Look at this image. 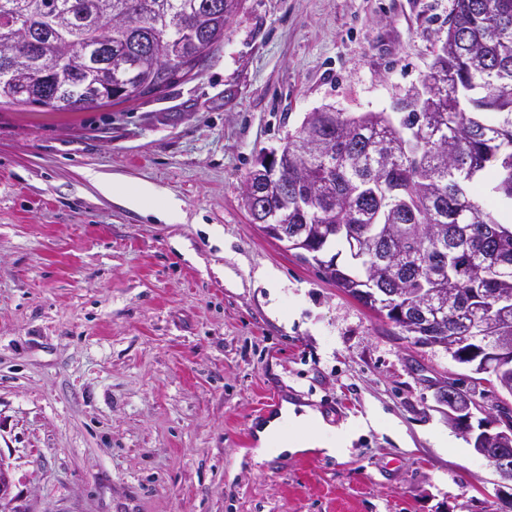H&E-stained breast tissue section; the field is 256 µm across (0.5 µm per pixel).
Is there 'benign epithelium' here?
<instances>
[{
	"instance_id": "benign-epithelium-1",
	"label": "benign epithelium",
	"mask_w": 512,
	"mask_h": 512,
	"mask_svg": "<svg viewBox=\"0 0 512 512\" xmlns=\"http://www.w3.org/2000/svg\"><path fill=\"white\" fill-rule=\"evenodd\" d=\"M472 344L466 357L480 364L487 372L501 366L503 360L512 361V336H470ZM480 409L474 401L448 385V422L457 426L468 440H478L475 452L495 468L504 487L512 489V421L506 416L480 421V427L471 424L473 411Z\"/></svg>"
}]
</instances>
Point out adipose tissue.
Here are the masks:
<instances>
[{
	"mask_svg": "<svg viewBox=\"0 0 512 512\" xmlns=\"http://www.w3.org/2000/svg\"><path fill=\"white\" fill-rule=\"evenodd\" d=\"M353 425L333 429L324 425L313 412H296L293 405H284L279 417L259 429L260 446L255 450L256 461H263L285 453H296L307 448H321L328 454L348 451Z\"/></svg>",
	"mask_w": 512,
	"mask_h": 512,
	"instance_id": "ef3b65f1",
	"label": "adipose tissue"
}]
</instances>
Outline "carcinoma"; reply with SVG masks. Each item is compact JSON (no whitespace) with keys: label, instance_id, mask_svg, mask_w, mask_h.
Masks as SVG:
<instances>
[{"label":"carcinoma","instance_id":"obj_1","mask_svg":"<svg viewBox=\"0 0 512 512\" xmlns=\"http://www.w3.org/2000/svg\"><path fill=\"white\" fill-rule=\"evenodd\" d=\"M242 0H0V106L80 112L149 99L200 75ZM23 17L22 26L10 23ZM386 112L330 108L288 134L281 178L258 163L244 200L305 228L288 250L402 336L448 348L454 321L418 307L448 295L471 308V336L505 330L512 308V0H456L431 70L414 95ZM360 242L345 264L339 246ZM401 288L404 316L360 293Z\"/></svg>","mask_w":512,"mask_h":512}]
</instances>
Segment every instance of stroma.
<instances>
[{
	"label": "stroma",
	"instance_id": "stroma-1",
	"mask_svg": "<svg viewBox=\"0 0 512 512\" xmlns=\"http://www.w3.org/2000/svg\"><path fill=\"white\" fill-rule=\"evenodd\" d=\"M455 0H242L196 78L82 112L0 107V458L12 512H512L448 383L252 224L245 179L309 112L392 111ZM116 183L114 193L100 183ZM151 185L166 216L128 205ZM269 271L274 283L260 272ZM288 402L350 451L262 462Z\"/></svg>",
	"mask_w": 512,
	"mask_h": 512
}]
</instances>
